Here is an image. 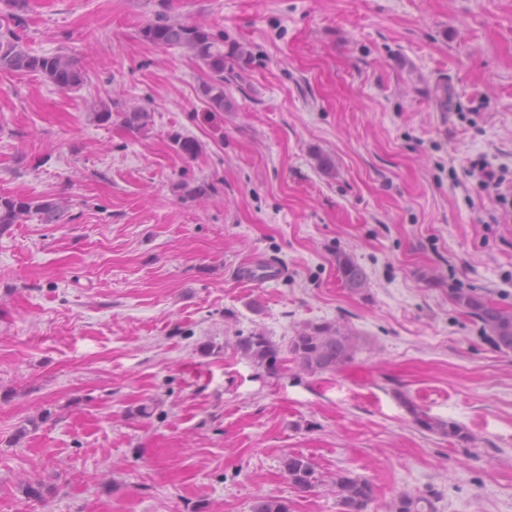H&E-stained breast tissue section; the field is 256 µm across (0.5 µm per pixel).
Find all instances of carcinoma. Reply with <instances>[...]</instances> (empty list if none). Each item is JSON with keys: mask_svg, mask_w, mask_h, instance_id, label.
<instances>
[{"mask_svg": "<svg viewBox=\"0 0 512 512\" xmlns=\"http://www.w3.org/2000/svg\"><path fill=\"white\" fill-rule=\"evenodd\" d=\"M142 40L160 48L179 47L192 58L203 62L212 73V81L202 87L209 107L224 111V58L244 55L237 49L224 53V42L218 40L205 26L162 18L139 30ZM0 70L41 75L56 88L67 91L83 83L78 62L67 53L36 55L27 51L14 31L0 32ZM92 120L104 124L112 120V109L99 100L90 107ZM121 123L130 132L142 133L153 124V113L145 107H133L120 113ZM176 150L188 158L196 157L202 146L192 137L178 132L170 135ZM67 212L63 201L52 198L39 200L27 196L0 195V231L18 224L32 214L45 224H58ZM336 270L344 287L360 292L368 286V276L350 255L336 253ZM453 303L478 320L499 349L512 350V313L491 303L482 296L460 288L450 289ZM360 346V336L339 322L307 323L290 339L288 348L300 372L320 375L337 372L351 362ZM236 348L257 367L274 374L279 370V349L262 333L241 336ZM414 421L421 428L438 432L466 442L471 436L453 421L435 420L415 406H409ZM282 467L291 485L301 493H309L321 485L330 487L339 512H366L373 500L372 484L347 471H338L325 477L318 475L313 461L302 454H288ZM388 512H435L431 498L401 493L387 506ZM250 512H290L288 501L275 496H257Z\"/></svg>", "mask_w": 512, "mask_h": 512, "instance_id": "obj_1", "label": "carcinoma"}]
</instances>
